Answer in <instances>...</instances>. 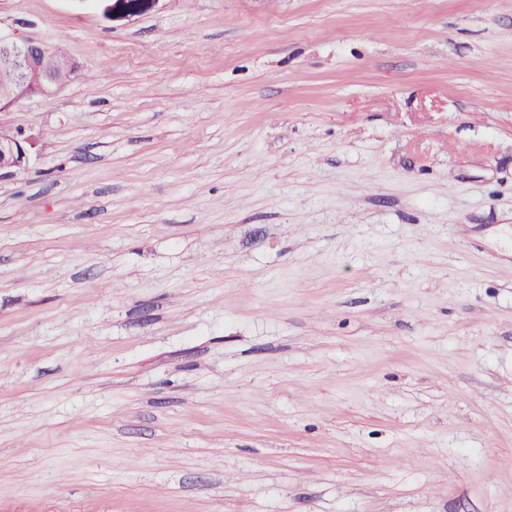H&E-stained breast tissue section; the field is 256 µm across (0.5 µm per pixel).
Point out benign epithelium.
Listing matches in <instances>:
<instances>
[{"instance_id":"obj_1","label":"benign epithelium","mask_w":512,"mask_h":512,"mask_svg":"<svg viewBox=\"0 0 512 512\" xmlns=\"http://www.w3.org/2000/svg\"><path fill=\"white\" fill-rule=\"evenodd\" d=\"M160 0H108L105 11L114 20L139 16L154 10ZM80 74L79 66L44 43L0 36V110L56 91L61 74ZM37 137L22 129L0 128V173L16 174L27 169Z\"/></svg>"}]
</instances>
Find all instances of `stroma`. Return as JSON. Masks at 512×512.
I'll use <instances>...</instances> for the list:
<instances>
[{
    "instance_id": "35a3bbf8",
    "label": "stroma",
    "mask_w": 512,
    "mask_h": 512,
    "mask_svg": "<svg viewBox=\"0 0 512 512\" xmlns=\"http://www.w3.org/2000/svg\"><path fill=\"white\" fill-rule=\"evenodd\" d=\"M0 512H512V0H0ZM110 2L105 11L112 20L139 16L154 10L160 0H100ZM80 74L79 66L44 43L0 36V110L56 91L61 74ZM37 137L26 130L0 128V174H16L27 169Z\"/></svg>"
}]
</instances>
